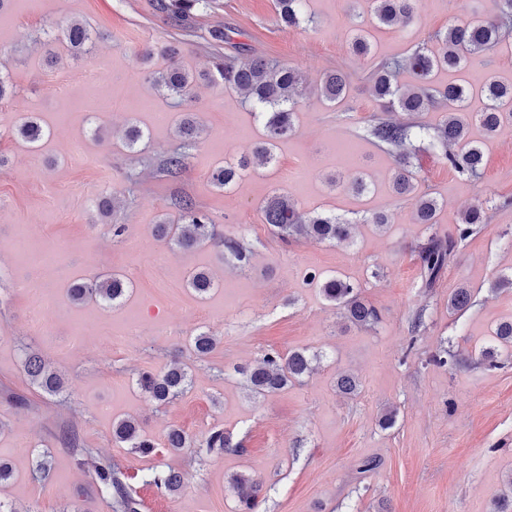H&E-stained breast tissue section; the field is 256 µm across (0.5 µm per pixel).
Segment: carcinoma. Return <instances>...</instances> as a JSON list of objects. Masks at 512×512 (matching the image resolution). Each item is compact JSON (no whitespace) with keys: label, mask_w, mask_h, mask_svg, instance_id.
I'll list each match as a JSON object with an SVG mask.
<instances>
[{"label":"carcinoma","mask_w":512,"mask_h":512,"mask_svg":"<svg viewBox=\"0 0 512 512\" xmlns=\"http://www.w3.org/2000/svg\"><path fill=\"white\" fill-rule=\"evenodd\" d=\"M496 12L492 15L474 12L466 18L448 25L445 31L435 35L437 47L415 48L404 57H396L379 65L371 75L375 99L385 110L399 109L408 115H416L430 108L444 112L443 119L435 127H426L413 122L377 121L366 128L372 139L391 147L396 154V163L391 175L392 189L396 196L412 201V219L415 224L437 223L440 210L438 200L428 193L418 191V172L413 170L409 148L417 141H427L440 150L439 158L448 168L467 177H478L484 170L482 149L470 137L471 128H481L485 135H493L504 123H512V81L496 73L487 72L481 78L480 91L484 107L478 112L468 111L469 88L461 84H450L443 88L432 85V74L439 69L462 70L478 54L497 47L507 28L512 25V0H495ZM210 0H160V9L170 15L178 26L183 27L195 12L204 10ZM306 0H275L279 21L286 27H297L304 23L312 25L314 17L305 12ZM419 10V0H370L369 23L389 28L405 27L414 21ZM360 22L351 41V52L358 57L371 53V44ZM48 43L62 39L77 54H86L94 49L89 30L80 22L66 25L49 23L42 30ZM171 57L170 65L161 71H152L149 78L158 92L181 103L189 97L197 77L207 78L206 73L195 75L184 69L176 60L178 47L170 43L165 48ZM215 71L224 86L244 94V99L257 110V117L266 129V137L257 143L252 155L243 156L236 163H225L214 172L211 184L226 189L235 184L251 164L258 161L269 164L274 160L277 140L294 129V108L304 94V80L301 72L292 66L273 62L264 56L250 54L238 63L226 64L219 52H212ZM406 71L412 82L399 84L397 76ZM348 82L343 71L328 72L322 80L320 95L334 103L347 93ZM202 128L196 117L187 113L178 124V136L186 143H195ZM18 135L31 145L45 136L43 128L33 120H27L17 127ZM188 163L184 152L167 155L160 170L171 179L180 177ZM179 220L171 224L162 219L156 226L157 235L179 250L188 251L210 244L222 254H229L242 266L249 264L250 252L235 238L218 231L208 212L202 210L189 197L178 202ZM263 223L288 241L300 236L309 237L320 243L336 244L349 237L350 222L334 214L304 212L286 194H275L266 199L262 207ZM487 215L483 205H475L459 217L456 235L442 237L435 233L427 236L419 245L418 261L424 276L425 287L431 288L448 266V260L458 242L473 232V225L486 223ZM308 280L319 286L324 298L341 310L346 319L359 327H371L379 321L375 307L365 301L358 288L349 280L338 275L323 277L315 273ZM187 285L199 296L208 294L213 280L207 271L193 273ZM127 292V284L121 277L110 274L90 282H76L68 288V297L74 304L88 300L104 306L121 302ZM472 303V295L465 287L457 288L448 298V309L461 311ZM190 346L198 358L206 357L216 347V339L206 332L193 336ZM319 355H309L295 350L286 354L277 351L266 353L255 365L240 370L250 392L256 397H267L279 393L288 386L302 382L312 370V362ZM23 366L32 383L49 395L62 392L61 376L46 367L38 355L24 352ZM136 384L150 400L165 405L185 392L189 377L185 369L172 366L164 371L145 370L139 373ZM336 389L347 395L360 390L359 379L350 373L336 375ZM113 437L130 448L150 455L158 444L144 433L141 427L130 419H121L113 425ZM62 443L73 451L77 469L89 472L97 491L112 502L113 512H141L142 502L135 497L127 483V476L120 467L101 462L88 448H83L71 434L62 436ZM234 447L230 437L222 429L210 430L202 439L194 440L180 428L168 431L164 448L179 452L194 448L196 453L211 455L222 453ZM51 455L47 451L32 458L31 473L35 478L44 479L51 471ZM149 483L176 493L182 483V475L173 469L154 471ZM230 486L237 496L238 512H258L262 486L246 474H236Z\"/></svg>","instance_id":"cac0c4a2"}]
</instances>
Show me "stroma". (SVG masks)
<instances>
[{
	"mask_svg": "<svg viewBox=\"0 0 512 512\" xmlns=\"http://www.w3.org/2000/svg\"><path fill=\"white\" fill-rule=\"evenodd\" d=\"M158 0H10L0 22V73L13 83L0 100V461L13 478L0 485V501L15 512H112L88 473L76 469L62 432L75 431L97 458L118 464L142 512H237L229 481L246 474L263 484L260 512H492L495 497L512 494V347L494 337L512 321V288L493 290L512 272V125L493 138L480 128L484 174L471 180L448 169L437 152H418L419 187L440 201L433 229L413 223L410 201L395 196L394 157L367 137L370 120L383 112L370 93L368 74L382 58L404 56L450 21L494 11L493 0H421L406 28L373 30L370 56L350 50L353 21L366 16L367 0H307L312 28L283 26L274 0H211L181 35ZM82 21L96 36L91 54L74 55L66 42L46 48L32 38L47 21ZM228 61L262 55L299 68L308 90L295 113V130L278 143L276 160L247 171L226 190L208 179L224 162L251 152L263 124L221 80L199 81L194 95L174 104L157 93L149 71L168 65L164 48L182 36L179 61L199 73L211 70L213 31ZM153 48L143 60L145 48ZM56 64H48L47 53ZM347 73L349 89L336 104L317 89L327 71ZM183 112L204 126L177 180L162 175L159 160L178 149L175 124ZM33 117L46 132L36 145L15 129ZM147 134L130 150L124 130ZM99 137H92L91 129ZM366 174L370 193L330 189L328 178ZM288 193L306 212L349 219L348 241L338 245L272 234L259 207L273 192ZM117 194L115 218L101 216L98 197ZM192 198L225 235L241 240L252 257L247 267L222 260L208 246L182 252L154 234L162 218L177 219L176 198ZM476 204L487 210L458 242L434 287H424L417 251L428 232L454 233L460 213ZM391 216L386 229L363 223L365 212ZM125 224L122 236L113 222ZM205 270L215 286L203 297L187 286ZM342 275L380 313L375 329L349 325L308 273ZM117 274L128 284L122 303L105 308L71 303L77 280ZM470 288L471 306L448 309L458 287ZM424 311L425 324L409 322ZM138 333L123 335L129 321ZM217 336L200 359L189 349L195 334ZM453 348L454 366L433 363ZM492 347L497 365L477 361ZM40 354L65 382L49 396L22 368L24 350ZM320 354L302 383L266 397L250 395L241 366L269 351ZM184 365L189 389L160 406L138 389L140 371ZM358 376V394L336 390L341 372ZM27 400L19 406L7 393ZM396 409L390 429L381 414ZM136 419L155 440L178 427L193 437L223 429L237 448L218 456L158 449L143 456L121 447L112 423ZM51 453L48 480L30 473L34 454ZM378 466L363 470L364 460ZM183 478L176 494L149 484L153 468Z\"/></svg>",
	"mask_w": 512,
	"mask_h": 512,
	"instance_id": "1",
	"label": "stroma"
}]
</instances>
